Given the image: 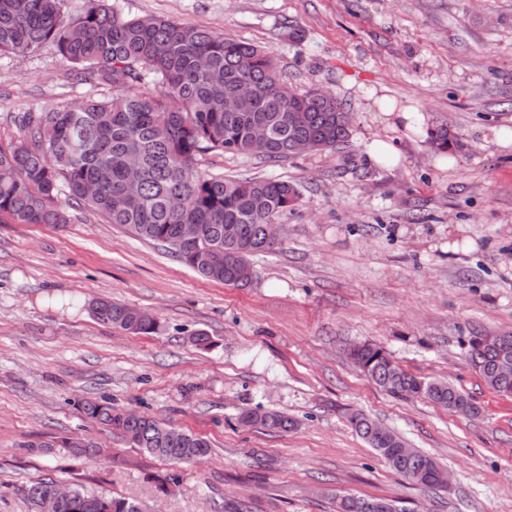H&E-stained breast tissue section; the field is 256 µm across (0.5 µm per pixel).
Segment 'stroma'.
<instances>
[{"label": "stroma", "mask_w": 512, "mask_h": 512, "mask_svg": "<svg viewBox=\"0 0 512 512\" xmlns=\"http://www.w3.org/2000/svg\"><path fill=\"white\" fill-rule=\"evenodd\" d=\"M273 51L283 82L320 88L351 117L343 146L283 162L201 155V171L275 176L300 199L283 241L252 257V282L201 278L163 249L73 209L70 223L0 224V512H30L35 477L138 500L145 512H334L333 494L398 500L409 512H512V397L468 360L469 337L512 332V0H118ZM89 90L53 46L0 57V141L27 112ZM419 108L429 130L461 142L442 152L427 132L386 123L372 98ZM393 141L402 160L372 163ZM147 310L157 333L101 325L96 298ZM204 331L212 349L194 345ZM369 341L404 370L452 384L469 418L368 382L343 348ZM124 408L207 438L212 451L177 466L99 429L77 400ZM275 409L294 430L245 426ZM364 413L438 460L445 489L405 482L349 427ZM105 450L73 459L62 438ZM49 443L30 452V440ZM176 470L170 495L153 475ZM368 155L375 163L396 165L401 160V154L391 143L375 139L371 142Z\"/></svg>", "instance_id": "1"}]
</instances>
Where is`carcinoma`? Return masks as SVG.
I'll return each instance as SVG.
<instances>
[{
	"mask_svg": "<svg viewBox=\"0 0 512 512\" xmlns=\"http://www.w3.org/2000/svg\"><path fill=\"white\" fill-rule=\"evenodd\" d=\"M62 0H0V55L26 57L52 44L72 65L75 79L94 93L73 112L50 106L28 112L19 122L20 136L0 144V220L16 224H67L71 208L87 209L125 227L171 252L203 278L244 287L240 270L257 253H271L277 244L266 241L267 225L299 201L297 187L275 178H226L198 169L202 154H253V140L265 132L270 145L263 158L284 161L298 154L299 142L315 150L335 149L349 137L344 104L320 88L297 92L280 79L274 55L251 44L211 30L163 17L131 18L109 0H85L83 12L65 18ZM150 81L154 90L133 92ZM432 142L442 150L457 146L455 135L440 127ZM141 173L131 181V157ZM65 200H60V196ZM185 224L202 228L200 241L181 240ZM101 323L134 335L158 331L154 317L138 318L134 307L99 299L92 307ZM469 358L485 384L506 396L483 373L497 351L475 352ZM348 357L371 383L396 397H423L439 407L470 397L449 385L405 372L380 346L366 342ZM83 415L92 423L121 434L132 446L172 464L191 463L208 455L210 441L178 430L148 414L131 415L108 399L85 400ZM351 429L367 439L369 417L346 414ZM244 425L286 432L293 422L284 414L244 412ZM171 436L161 441V431ZM389 452L369 446L393 459L398 475L425 488L433 487L440 469L427 453L399 455L405 441L392 434ZM54 479L35 478L25 496L32 512ZM75 509L62 512H143L135 501L110 493H89L72 485ZM379 498L335 495V512H370Z\"/></svg>",
	"mask_w": 512,
	"mask_h": 512,
	"instance_id": "cac0c4a2",
	"label": "carcinoma"
}]
</instances>
